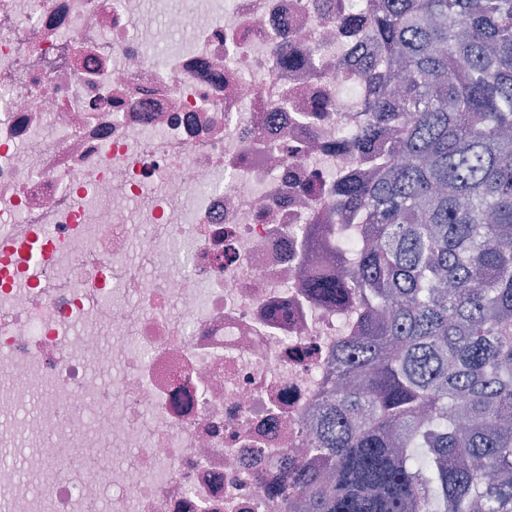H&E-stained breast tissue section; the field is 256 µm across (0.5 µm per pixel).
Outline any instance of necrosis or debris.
<instances>
[{
    "label": "necrosis or debris",
    "instance_id": "obj_1",
    "mask_svg": "<svg viewBox=\"0 0 512 512\" xmlns=\"http://www.w3.org/2000/svg\"><path fill=\"white\" fill-rule=\"evenodd\" d=\"M354 3L0 0V512H284L365 307L301 283Z\"/></svg>",
    "mask_w": 512,
    "mask_h": 512
}]
</instances>
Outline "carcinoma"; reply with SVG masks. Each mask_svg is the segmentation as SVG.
Returning a JSON list of instances; mask_svg holds the SVG:
<instances>
[{
  "mask_svg": "<svg viewBox=\"0 0 512 512\" xmlns=\"http://www.w3.org/2000/svg\"><path fill=\"white\" fill-rule=\"evenodd\" d=\"M351 22L380 55L341 139L383 162L328 207L365 215L372 245L309 288L368 306L286 512H512V0H383Z\"/></svg>",
  "mask_w": 512,
  "mask_h": 512,
  "instance_id": "cac0c4a2",
  "label": "carcinoma"
}]
</instances>
